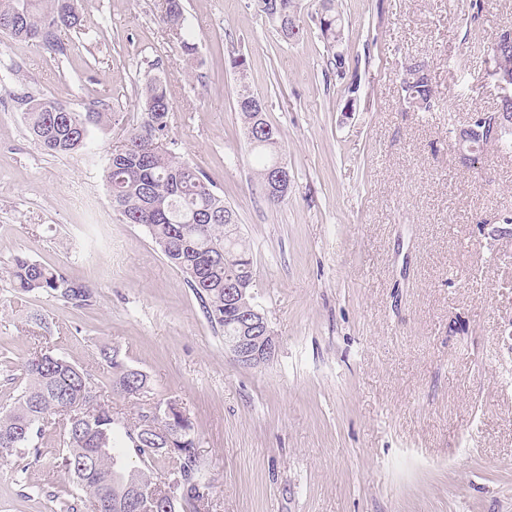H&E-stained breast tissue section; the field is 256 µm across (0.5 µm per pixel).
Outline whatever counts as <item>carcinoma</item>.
<instances>
[{
	"mask_svg": "<svg viewBox=\"0 0 512 512\" xmlns=\"http://www.w3.org/2000/svg\"><path fill=\"white\" fill-rule=\"evenodd\" d=\"M262 14L277 17V34L287 43L297 42L303 29L296 23V0H254ZM320 35L336 24L340 13L336 0H320ZM160 22L186 58L194 59L199 46L186 24L182 0H166ZM81 26L78 0H0V34L16 40L34 41L54 55L67 47L60 39L64 29ZM404 102L434 100L431 80L424 76L401 87ZM145 112L141 124L127 134L124 152L111 160L105 180L112 208L126 224L145 226L152 241L174 267L182 271L196 293L212 326L227 336L233 323L224 317V284L253 288L254 264L249 251L240 243L238 219L233 208L218 195L206 173L182 159L175 140L169 138L170 97L160 79L144 86ZM26 106L29 132L50 154L68 155L86 147L91 128L112 121V113L88 109L93 120L81 126L83 113L72 112L73 120H56L55 103L31 95L20 97ZM236 111L244 128L255 115L256 140H247L256 161L255 174L260 187L274 175L282 143L281 131L266 118L262 99L247 87L237 94ZM13 288L20 293L42 291L75 306H85L92 298L90 289L66 279L53 267L18 256L9 271ZM101 355L111 369L112 391L132 397L149 393L146 373L115 360L111 349ZM25 384L15 401L0 411V448L13 454L40 456L45 428L59 417L63 420L62 467L76 488L92 503L95 512H136L140 495L155 485V462H163L181 479L180 506L200 512L210 495V484L200 475L194 447V425L189 417L176 416L169 434L182 441V452L172 459L167 442L145 428V408L137 406L135 420L125 425L101 402L99 391L88 371L68 361L53 349L39 350L23 366ZM123 425L121 443L115 431ZM136 455L143 466L127 469L121 459Z\"/></svg>",
	"mask_w": 512,
	"mask_h": 512,
	"instance_id": "obj_1",
	"label": "carcinoma"
}]
</instances>
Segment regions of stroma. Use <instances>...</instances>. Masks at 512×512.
<instances>
[{"mask_svg":"<svg viewBox=\"0 0 512 512\" xmlns=\"http://www.w3.org/2000/svg\"><path fill=\"white\" fill-rule=\"evenodd\" d=\"M163 3L80 0L62 56L0 35V407L49 347L130 419L101 356L115 348L153 401L191 418L205 512H512V152L491 145L469 166L454 144L498 99L485 59L512 29V0H487L479 26L470 0H338L342 78L318 0H298L291 44L253 0H183L195 63L160 24ZM414 60L436 91L428 112L401 97ZM151 78L168 87L179 153L237 214L278 340L259 367L225 352L184 274L112 211L104 168ZM244 84L282 132L291 186L275 207L235 110ZM23 93L116 120L87 152L52 156L27 131ZM20 255L88 286L91 304L17 293ZM61 432L46 428L40 459L0 466V512H91L71 493Z\"/></svg>","mask_w":512,"mask_h":512,"instance_id":"35a3bbf8","label":"stroma"}]
</instances>
